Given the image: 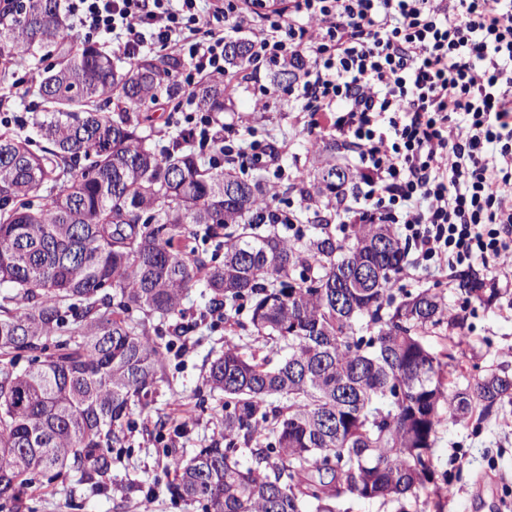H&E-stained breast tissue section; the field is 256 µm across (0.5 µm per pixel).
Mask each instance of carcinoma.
I'll return each instance as SVG.
<instances>
[{"label":"carcinoma","mask_w":512,"mask_h":512,"mask_svg":"<svg viewBox=\"0 0 512 512\" xmlns=\"http://www.w3.org/2000/svg\"><path fill=\"white\" fill-rule=\"evenodd\" d=\"M59 0H7L0 46L33 54L56 47L58 68L35 91L33 137L0 133V512L21 495L68 477L104 487L124 461L135 407H146L171 348L188 336L182 300L208 293L224 320L249 306L240 330L267 353L227 343L210 361L208 397L224 396L223 435L173 458L175 501L196 512H341L350 498L408 512L442 509L431 448L445 418L512 402L505 369L460 386L448 349L427 339L463 316L431 288H394L407 251L390 224H353L336 211L290 210L264 178L205 167L192 148L168 149L143 106L178 108L184 61L142 54L128 66L69 36ZM246 40L230 64L247 62ZM303 64L280 67L278 84ZM192 96L224 111V86ZM353 175L328 158L301 182L347 198ZM295 224L294 240L279 233ZM224 250L218 263L197 245ZM466 297L498 300L469 273Z\"/></svg>","instance_id":"1"}]
</instances>
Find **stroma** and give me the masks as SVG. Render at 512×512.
I'll return each instance as SVG.
<instances>
[{
    "label": "stroma",
    "mask_w": 512,
    "mask_h": 512,
    "mask_svg": "<svg viewBox=\"0 0 512 512\" xmlns=\"http://www.w3.org/2000/svg\"><path fill=\"white\" fill-rule=\"evenodd\" d=\"M56 62L57 53L51 47L33 58L19 56L11 64L0 59V72L10 67L24 77L22 83L0 85V116L29 122L36 100L28 90ZM272 74L273 67L267 63L251 71L235 98L226 103L224 119L229 122L240 114H251L254 139L287 145V153L268 166L263 176L276 186L282 201L295 206L300 197L292 185L308 175L314 159L309 153L310 137L297 125L300 101L279 92L270 97L267 111L254 109L261 89L272 87ZM397 285L406 290L437 289L450 308L466 310L471 329L457 356L462 381L478 379L491 369L512 372V312H505L502 303L488 307L476 300L464 301L455 281L434 269H405ZM182 307L187 319L198 324L189 339L191 354L185 362L171 361L154 403L134 408L125 467L113 471L112 481L103 491L72 479L42 488L34 496L36 512H135L137 501L149 491L155 494L153 512H186L165 488L164 464L168 455L188 456L219 438L220 403L211 402L207 410H200L196 393L205 386L207 363L223 350L225 341L250 346L254 340L212 318L200 289L188 293ZM161 418L167 427L160 435L155 423ZM432 457L439 487L454 490L453 496L445 499L443 512H512V403H504L486 416L472 414L442 423L435 433Z\"/></svg>",
    "instance_id": "stroma-1"
}]
</instances>
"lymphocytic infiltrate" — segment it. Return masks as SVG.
<instances>
[{
    "instance_id": "1",
    "label": "lymphocytic infiltrate",
    "mask_w": 512,
    "mask_h": 512,
    "mask_svg": "<svg viewBox=\"0 0 512 512\" xmlns=\"http://www.w3.org/2000/svg\"><path fill=\"white\" fill-rule=\"evenodd\" d=\"M67 0L79 28L136 59H186L187 83H225L229 33L250 63L299 59L308 131L358 151L349 224H392L412 263L512 266V0Z\"/></svg>"
}]
</instances>
